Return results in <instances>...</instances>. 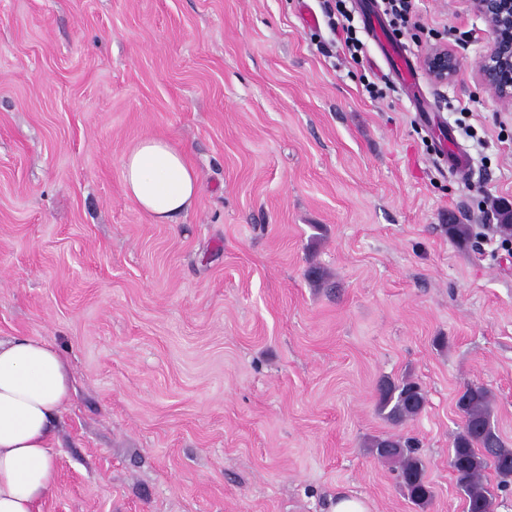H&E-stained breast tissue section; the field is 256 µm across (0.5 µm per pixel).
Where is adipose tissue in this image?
Listing matches in <instances>:
<instances>
[{"label": "adipose tissue", "instance_id": "adipose-tissue-1", "mask_svg": "<svg viewBox=\"0 0 512 512\" xmlns=\"http://www.w3.org/2000/svg\"><path fill=\"white\" fill-rule=\"evenodd\" d=\"M126 196L158 224L195 201L199 174L160 137L137 142L122 159ZM71 395L68 367L48 341H0V512H38L55 481L52 439Z\"/></svg>", "mask_w": 512, "mask_h": 512}]
</instances>
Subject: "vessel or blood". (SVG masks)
<instances>
[{"label": "vessel or blood", "mask_w": 512, "mask_h": 512, "mask_svg": "<svg viewBox=\"0 0 512 512\" xmlns=\"http://www.w3.org/2000/svg\"><path fill=\"white\" fill-rule=\"evenodd\" d=\"M369 34L382 58L389 67V74L400 87L419 103L422 117L429 127H437L439 115L435 107L423 96L420 74L415 65V55L402 43L391 38L379 20H372Z\"/></svg>", "instance_id": "b4317fda"}]
</instances>
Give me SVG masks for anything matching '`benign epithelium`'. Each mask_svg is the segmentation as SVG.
Wrapping results in <instances>:
<instances>
[{
    "label": "benign epithelium",
    "instance_id": "1",
    "mask_svg": "<svg viewBox=\"0 0 512 512\" xmlns=\"http://www.w3.org/2000/svg\"><path fill=\"white\" fill-rule=\"evenodd\" d=\"M474 12L490 27L492 42L478 62L482 86L499 102L512 101V0H471ZM460 66L456 54L445 44L428 53L426 67L437 84H446Z\"/></svg>",
    "mask_w": 512,
    "mask_h": 512
}]
</instances>
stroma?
I'll list each match as a JSON object with an SVG mask.
<instances>
[{
	"label": "stroma",
	"mask_w": 512,
	"mask_h": 512,
	"mask_svg": "<svg viewBox=\"0 0 512 512\" xmlns=\"http://www.w3.org/2000/svg\"><path fill=\"white\" fill-rule=\"evenodd\" d=\"M321 2L0 0V338L54 343L73 384L40 512H329L340 493L464 512L448 458L474 384L512 448L492 210L512 204V104L480 84L491 33L470 0H418L420 52L462 61L422 80L461 177L373 42L355 60L332 44ZM149 136L200 175L170 224L123 189ZM386 376L421 384L420 416L377 413ZM391 433L419 441L427 507L366 447ZM459 66V58L445 44L433 47L426 59L428 74L437 84H448L455 76Z\"/></svg>",
	"instance_id": "stroma-1"
}]
</instances>
